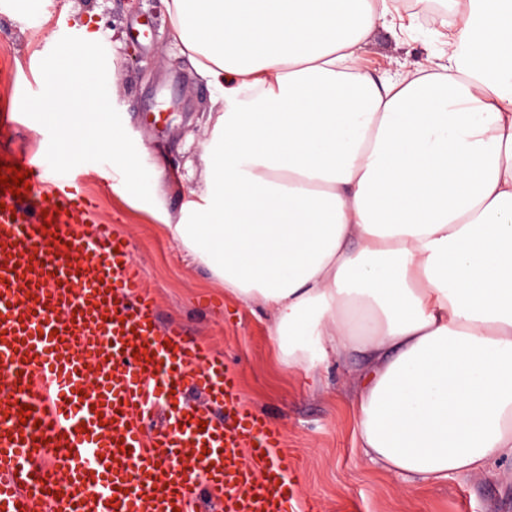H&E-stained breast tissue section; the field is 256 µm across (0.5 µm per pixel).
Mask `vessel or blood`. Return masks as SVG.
<instances>
[{
    "mask_svg": "<svg viewBox=\"0 0 512 512\" xmlns=\"http://www.w3.org/2000/svg\"><path fill=\"white\" fill-rule=\"evenodd\" d=\"M0 163L29 183L0 190V512H319L236 372L160 324L128 240L92 224L73 174Z\"/></svg>",
    "mask_w": 512,
    "mask_h": 512,
    "instance_id": "obj_1",
    "label": "vessel or blood"
}]
</instances>
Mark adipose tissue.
Instances as JSON below:
<instances>
[{
    "instance_id": "ef3b65f1",
    "label": "adipose tissue",
    "mask_w": 512,
    "mask_h": 512,
    "mask_svg": "<svg viewBox=\"0 0 512 512\" xmlns=\"http://www.w3.org/2000/svg\"><path fill=\"white\" fill-rule=\"evenodd\" d=\"M219 89L185 258L267 314L284 362L356 353L381 470L434 485L512 459V0H446L440 52L373 77L401 0H165Z\"/></svg>"
}]
</instances>
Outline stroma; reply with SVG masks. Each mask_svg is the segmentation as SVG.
<instances>
[{"instance_id":"35a3bbf8","label":"stroma","mask_w":512,"mask_h":512,"mask_svg":"<svg viewBox=\"0 0 512 512\" xmlns=\"http://www.w3.org/2000/svg\"><path fill=\"white\" fill-rule=\"evenodd\" d=\"M89 30L100 34L115 72L107 81L109 98L144 166L163 164L183 186L178 192L162 183L146 203L122 192L111 164H80L76 172L93 198L95 218L128 239L161 324L180 325L189 339L233 365L245 406L281 432L303 498L318 501L321 512H512L511 459L435 487L379 471L359 446L348 403L360 356L330 360L316 377L284 363L268 342L265 312L225 294L204 266L184 261L166 218L178 214L183 191L203 181L213 90L173 39L164 0H45L37 12L0 0V115L20 112L23 90L42 87L40 63L63 36L81 38ZM436 47L426 29L410 34L379 26L364 66L376 76L395 75Z\"/></svg>"}]
</instances>
